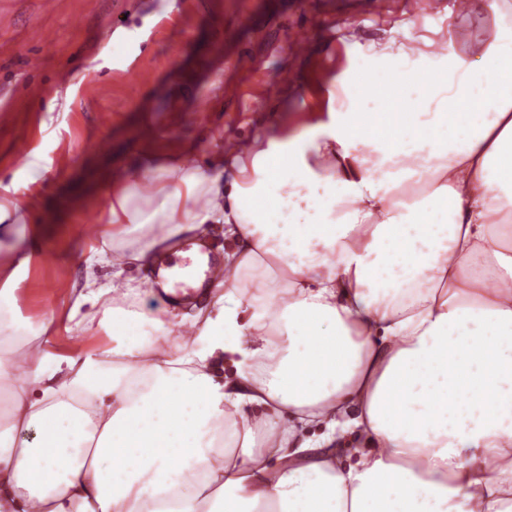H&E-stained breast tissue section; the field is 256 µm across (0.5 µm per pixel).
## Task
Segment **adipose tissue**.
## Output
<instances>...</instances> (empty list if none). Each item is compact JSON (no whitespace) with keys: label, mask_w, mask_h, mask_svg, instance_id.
Returning a JSON list of instances; mask_svg holds the SVG:
<instances>
[{"label":"adipose tissue","mask_w":512,"mask_h":512,"mask_svg":"<svg viewBox=\"0 0 512 512\" xmlns=\"http://www.w3.org/2000/svg\"><path fill=\"white\" fill-rule=\"evenodd\" d=\"M444 44L401 46L386 70L400 88L443 76L435 124L408 112L381 132L331 101L214 173L143 171L156 214L113 192L111 224H225L237 245L204 320L116 308L109 348L0 363V512H512V0ZM475 94L486 117L463 122ZM258 270L283 283L276 308L239 291ZM227 353L232 383L210 369ZM289 416L326 431L293 444ZM31 428L39 443L16 444ZM356 430L369 446L346 466L331 443Z\"/></svg>","instance_id":"obj_1"}]
</instances>
